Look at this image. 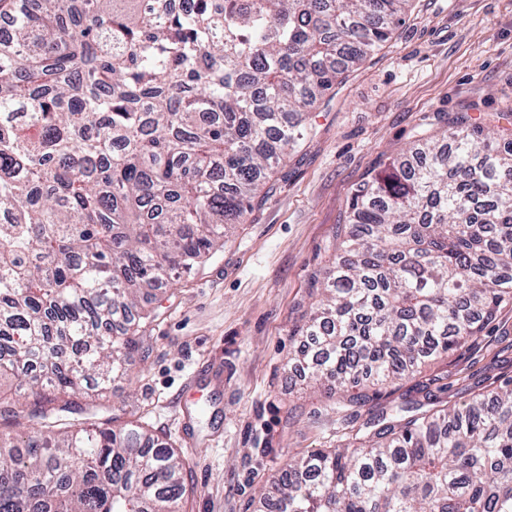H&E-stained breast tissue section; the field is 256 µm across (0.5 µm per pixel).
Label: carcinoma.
I'll return each mask as SVG.
<instances>
[{"instance_id":"1","label":"carcinoma","mask_w":512,"mask_h":512,"mask_svg":"<svg viewBox=\"0 0 512 512\" xmlns=\"http://www.w3.org/2000/svg\"><path fill=\"white\" fill-rule=\"evenodd\" d=\"M411 0H0V512H180L183 464L140 426L70 418L136 344L141 290L224 247L301 116ZM301 335L310 378L385 385L512 302V148L454 131L349 202ZM393 399L288 462L269 512H512V377L463 407Z\"/></svg>"}]
</instances>
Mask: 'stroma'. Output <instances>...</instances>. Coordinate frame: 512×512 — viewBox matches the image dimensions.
<instances>
[{"instance_id":"stroma-1","label":"stroma","mask_w":512,"mask_h":512,"mask_svg":"<svg viewBox=\"0 0 512 512\" xmlns=\"http://www.w3.org/2000/svg\"><path fill=\"white\" fill-rule=\"evenodd\" d=\"M512 125V0H412L389 41L311 110L307 137L271 173L244 223L173 285L146 290L154 314L127 374L75 420L134 422L179 453L182 512H261L260 491L289 458L335 447L336 391L303 372L297 327L342 251L349 200L388 160L457 118ZM512 377V304L477 340L422 366L440 400L460 404Z\"/></svg>"}]
</instances>
